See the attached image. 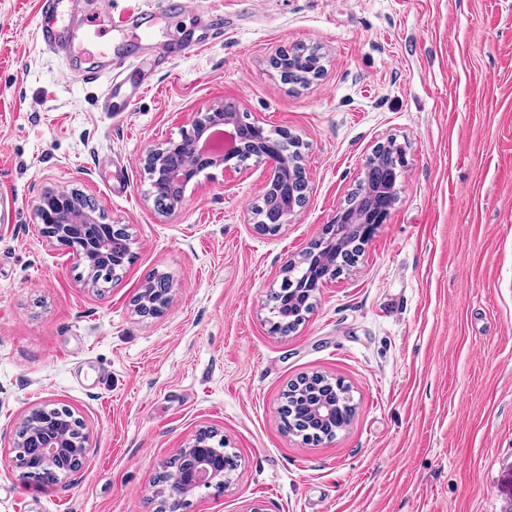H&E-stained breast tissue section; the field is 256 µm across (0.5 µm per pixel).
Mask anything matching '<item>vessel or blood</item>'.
Instances as JSON below:
<instances>
[{
    "label": "vessel or blood",
    "instance_id": "vessel-or-blood-1",
    "mask_svg": "<svg viewBox=\"0 0 512 512\" xmlns=\"http://www.w3.org/2000/svg\"><path fill=\"white\" fill-rule=\"evenodd\" d=\"M38 11L41 44L67 59L70 76L82 82L99 80L102 72L92 52L79 44L80 37L88 34L91 21L81 12L78 0H38Z\"/></svg>",
    "mask_w": 512,
    "mask_h": 512
}]
</instances>
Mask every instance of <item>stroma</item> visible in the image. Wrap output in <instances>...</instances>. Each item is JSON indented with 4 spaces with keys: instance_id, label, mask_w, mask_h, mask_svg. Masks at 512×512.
<instances>
[{
    "instance_id": "1",
    "label": "stroma",
    "mask_w": 512,
    "mask_h": 512,
    "mask_svg": "<svg viewBox=\"0 0 512 512\" xmlns=\"http://www.w3.org/2000/svg\"><path fill=\"white\" fill-rule=\"evenodd\" d=\"M37 2L0 0V512H156V476L203 428L238 467L182 512H512V0H188L150 42L122 21L162 0H83L104 20L85 47L126 90L150 84L121 112L38 42ZM220 16L223 39L195 48ZM297 45L325 67L304 87L269 64ZM160 47L181 50L164 69ZM222 104L301 141L306 202L276 234L254 223L262 161L204 170L172 212L146 195L147 150ZM390 137L408 164L386 222L274 331L285 263ZM50 189L126 225L118 279L91 289L43 236L33 204ZM155 276L172 300L143 318L133 300ZM313 374L355 406L319 443L280 419ZM36 407L69 408L89 436L85 466L50 488L10 463Z\"/></svg>"
}]
</instances>
